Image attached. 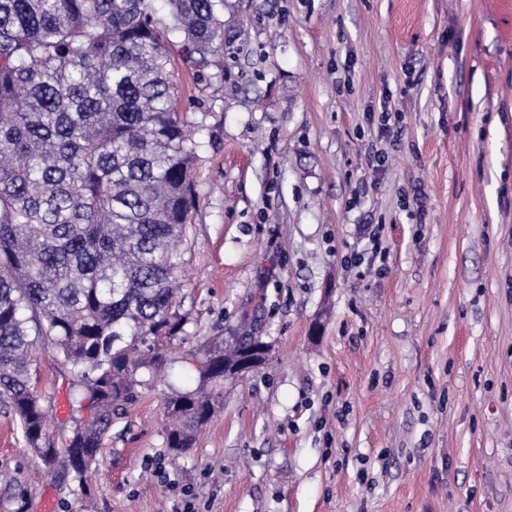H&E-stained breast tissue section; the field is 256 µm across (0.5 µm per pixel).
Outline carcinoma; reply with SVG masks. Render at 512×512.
I'll list each match as a JSON object with an SVG mask.
<instances>
[{
	"label": "carcinoma",
	"instance_id": "1",
	"mask_svg": "<svg viewBox=\"0 0 512 512\" xmlns=\"http://www.w3.org/2000/svg\"><path fill=\"white\" fill-rule=\"evenodd\" d=\"M0 0V397L47 471L96 464L147 372L184 331L174 249L195 207L197 154L180 119L178 55L220 67L224 0ZM249 335L183 353L198 384L163 396L166 448L187 453ZM69 374L70 421L31 383L33 346Z\"/></svg>",
	"mask_w": 512,
	"mask_h": 512
}]
</instances>
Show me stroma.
Instances as JSON below:
<instances>
[{
    "mask_svg": "<svg viewBox=\"0 0 512 512\" xmlns=\"http://www.w3.org/2000/svg\"><path fill=\"white\" fill-rule=\"evenodd\" d=\"M222 89L174 58L199 157L187 334L262 337L194 448L142 388L25 512H512V0H224ZM31 373L56 418L49 349ZM244 357L240 364L241 373L249 372L260 366V362L266 359L268 348L260 337L255 336L244 346Z\"/></svg>",
    "mask_w": 512,
    "mask_h": 512,
    "instance_id": "stroma-1",
    "label": "stroma"
}]
</instances>
